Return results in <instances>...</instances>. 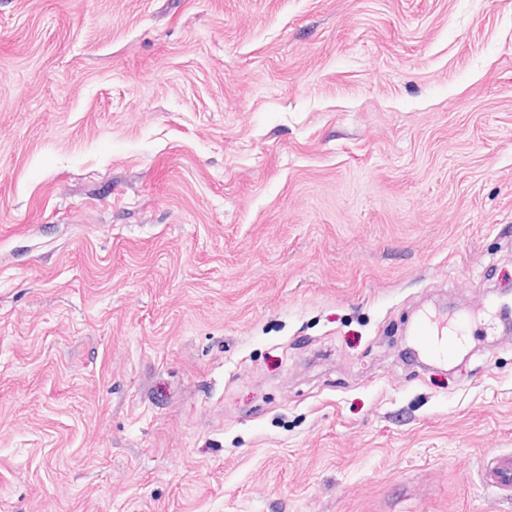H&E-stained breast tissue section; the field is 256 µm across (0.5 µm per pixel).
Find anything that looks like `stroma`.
I'll return each instance as SVG.
<instances>
[{
	"label": "stroma",
	"mask_w": 512,
	"mask_h": 512,
	"mask_svg": "<svg viewBox=\"0 0 512 512\" xmlns=\"http://www.w3.org/2000/svg\"><path fill=\"white\" fill-rule=\"evenodd\" d=\"M490 453L512 0H0V512H512ZM417 336L420 343L428 350L445 354L448 353V326L422 319L417 326ZM444 334L446 339L443 340Z\"/></svg>",
	"instance_id": "1"
}]
</instances>
